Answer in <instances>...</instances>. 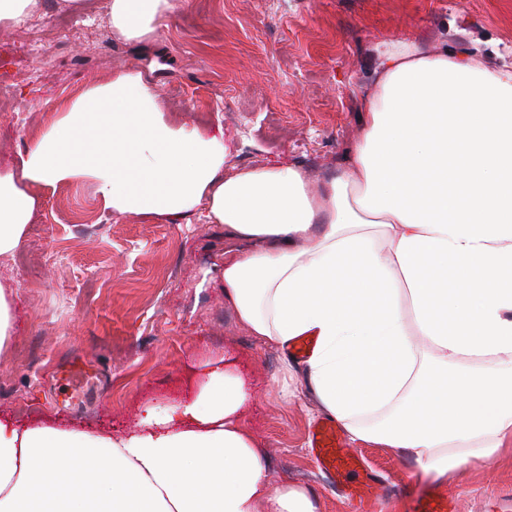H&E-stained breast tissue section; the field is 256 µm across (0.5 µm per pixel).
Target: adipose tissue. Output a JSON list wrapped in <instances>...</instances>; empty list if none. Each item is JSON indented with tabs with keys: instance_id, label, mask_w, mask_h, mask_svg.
<instances>
[{
	"instance_id": "ef3b65f1",
	"label": "adipose tissue",
	"mask_w": 512,
	"mask_h": 512,
	"mask_svg": "<svg viewBox=\"0 0 512 512\" xmlns=\"http://www.w3.org/2000/svg\"><path fill=\"white\" fill-rule=\"evenodd\" d=\"M180 6L110 0L112 31L142 41ZM374 52L360 134L322 182L278 160L231 165L223 137L169 116L138 69L114 71L0 174V256L38 188L81 179L118 215L223 225L239 323L269 346L313 337L321 409L445 477L512 438V66L405 39ZM460 360L497 368L462 377ZM188 382L127 432L0 417V512H318L309 487H270L238 357Z\"/></svg>"
}]
</instances>
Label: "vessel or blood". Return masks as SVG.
<instances>
[{"label":"vessel or blood","instance_id":"b4317fda","mask_svg":"<svg viewBox=\"0 0 512 512\" xmlns=\"http://www.w3.org/2000/svg\"><path fill=\"white\" fill-rule=\"evenodd\" d=\"M309 452L335 481L345 483L349 498L372 504L379 498L378 481L361 469L357 453L347 448L333 420L317 423L309 435Z\"/></svg>","mask_w":512,"mask_h":512}]
</instances>
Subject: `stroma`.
Returning <instances> with one entry per match:
<instances>
[{"mask_svg":"<svg viewBox=\"0 0 512 512\" xmlns=\"http://www.w3.org/2000/svg\"><path fill=\"white\" fill-rule=\"evenodd\" d=\"M157 26L158 38L128 42L93 23L39 55L26 27L0 25L11 59L0 69L11 85L0 174L61 101L121 68L140 70L168 111L223 134L233 165L279 158L327 177L360 133L377 43L419 39L433 50L457 27L470 50L512 64V0H186ZM39 196L21 247L0 256V278L17 289L0 414L125 431L140 401L185 397L189 369L227 349L252 384L243 422L265 449L270 484L310 486L320 512H352L307 451L322 415L301 361L256 341L224 300L223 225L120 216L88 182ZM356 450L380 480L377 512H419L441 491L452 512H512V451L435 477L389 449Z\"/></svg>","mask_w":512,"mask_h":512,"instance_id":"stroma-1","label":"stroma"}]
</instances>
